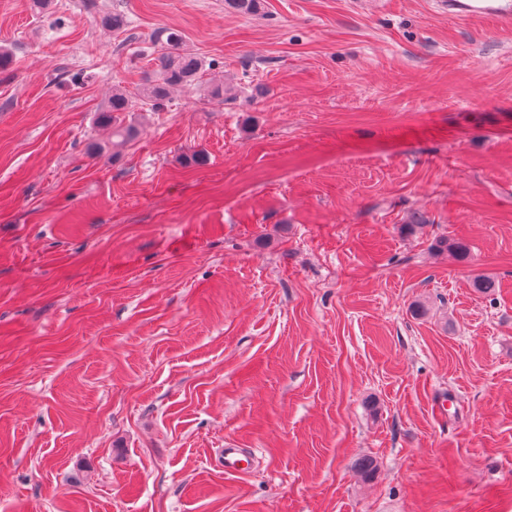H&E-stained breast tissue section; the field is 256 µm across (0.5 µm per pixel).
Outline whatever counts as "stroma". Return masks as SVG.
I'll list each match as a JSON object with an SVG mask.
<instances>
[{"label": "stroma", "instance_id": "1", "mask_svg": "<svg viewBox=\"0 0 512 512\" xmlns=\"http://www.w3.org/2000/svg\"><path fill=\"white\" fill-rule=\"evenodd\" d=\"M165 28L237 97L131 113L113 154L96 109ZM1 46L0 512H512V33L0 0Z\"/></svg>", "mask_w": 512, "mask_h": 512}]
</instances>
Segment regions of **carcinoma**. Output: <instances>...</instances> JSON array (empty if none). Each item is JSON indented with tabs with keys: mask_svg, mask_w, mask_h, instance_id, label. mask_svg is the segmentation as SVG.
Listing matches in <instances>:
<instances>
[{
	"mask_svg": "<svg viewBox=\"0 0 512 512\" xmlns=\"http://www.w3.org/2000/svg\"><path fill=\"white\" fill-rule=\"evenodd\" d=\"M226 7L233 12L253 16L260 9V0H224ZM155 41L165 47V51L155 57L156 74L146 80L140 92L141 102L158 110L169 100L176 90H189L196 84L200 72L205 68L201 59L180 51L182 36L179 32L163 29L156 33ZM207 95L219 101L235 98V87L217 83L207 87ZM135 111L133 97L117 89L112 98L99 110L96 123L112 129V149L116 150L135 135L134 125L125 122V114Z\"/></svg>",
	"mask_w": 512,
	"mask_h": 512,
	"instance_id": "carcinoma-1",
	"label": "carcinoma"
}]
</instances>
